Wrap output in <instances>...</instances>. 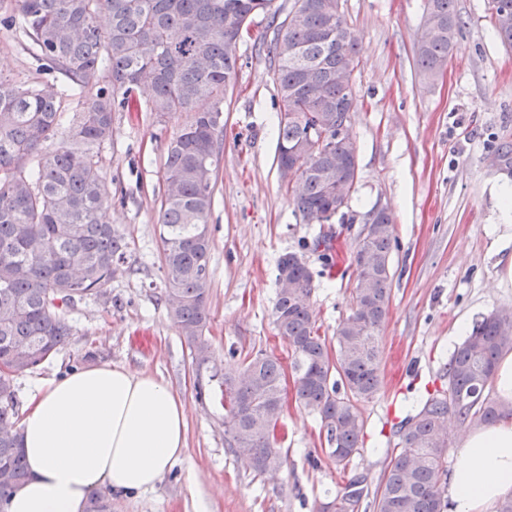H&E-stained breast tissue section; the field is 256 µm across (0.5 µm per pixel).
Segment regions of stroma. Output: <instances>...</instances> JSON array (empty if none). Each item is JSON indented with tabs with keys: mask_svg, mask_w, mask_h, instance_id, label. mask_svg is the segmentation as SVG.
<instances>
[{
	"mask_svg": "<svg viewBox=\"0 0 512 512\" xmlns=\"http://www.w3.org/2000/svg\"><path fill=\"white\" fill-rule=\"evenodd\" d=\"M358 39L352 135L358 178L346 219L306 224L295 213L276 162L279 98L257 36L256 17L237 46L242 67L224 98L220 155L209 228L211 358L197 366L170 321L163 294L159 208L163 164L182 117L118 112L99 160L112 192L110 217L129 244L111 300L88 299L69 318L73 334L33 371L16 376L20 401L35 383L86 365L145 372L187 404L191 465L175 464L158 487L113 497L112 512H319L345 484L365 477L377 490L398 441L400 421L418 400L448 387L446 367L462 338L457 322L512 313V212L501 206L512 177L493 167L512 143V49L498 39L487 0H456L462 28L443 74L429 82L414 64L424 0H342ZM0 72L23 83L47 74L22 34L0 28ZM376 207L393 217L391 301L380 329L381 386L359 402L366 422L360 453L345 471L323 458L316 418L297 402L283 417L285 458L274 475L256 474L224 444L219 375L229 350L288 357L270 314L277 260L302 252L313 275L311 304L320 334L332 339L352 307V251ZM332 239L337 267L303 250Z\"/></svg>",
	"mask_w": 512,
	"mask_h": 512,
	"instance_id": "stroma-1",
	"label": "stroma"
}]
</instances>
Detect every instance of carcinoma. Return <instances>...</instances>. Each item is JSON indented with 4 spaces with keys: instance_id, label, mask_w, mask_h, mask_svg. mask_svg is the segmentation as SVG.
Wrapping results in <instances>:
<instances>
[{
    "instance_id": "1",
    "label": "carcinoma",
    "mask_w": 512,
    "mask_h": 512,
    "mask_svg": "<svg viewBox=\"0 0 512 512\" xmlns=\"http://www.w3.org/2000/svg\"><path fill=\"white\" fill-rule=\"evenodd\" d=\"M491 15L502 44L512 47V0ZM7 0L0 26L20 29L50 80L19 83L0 73V505L27 478L15 426L14 377L64 345L73 326L66 312L112 288L126 263L125 234L108 222L110 192L98 160L112 137L116 112L187 114L167 145L159 212L164 300L168 316L195 362H206L211 279L209 219L224 138V95L236 77V45L253 18H269L265 47L281 107L276 160L300 161L288 187L305 224L334 214L349 200L357 145L336 135L350 115L356 39L340 0ZM461 26L455 0H426L414 59L436 80L453 54ZM150 98L141 102L139 92ZM77 100L60 130L63 97ZM393 220L380 213L352 253L356 277L351 313L329 346L310 307L313 277L303 256L278 261L271 310L276 335L291 348L295 394L319 421L325 452L344 469L360 450L364 420L358 403L380 386L379 331L389 310ZM334 266L335 246L303 244ZM512 350V319L492 311L455 348L448 390L402 422L397 452L383 474L374 512H446L448 413L471 427L500 418L504 408L484 395L496 363ZM222 375L224 443L250 452L263 475L284 465L278 444L286 371L268 352L237 356ZM364 480L349 481L326 512H357Z\"/></svg>"
}]
</instances>
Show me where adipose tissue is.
Masks as SVG:
<instances>
[{"instance_id":"obj_1","label":"adipose tissue","mask_w":512,"mask_h":512,"mask_svg":"<svg viewBox=\"0 0 512 512\" xmlns=\"http://www.w3.org/2000/svg\"><path fill=\"white\" fill-rule=\"evenodd\" d=\"M491 384L506 413L468 433L449 512H495L512 494V352ZM19 427L28 477L5 512H85L93 493L154 490L188 459L184 401L153 375L107 363L37 385Z\"/></svg>"}]
</instances>
